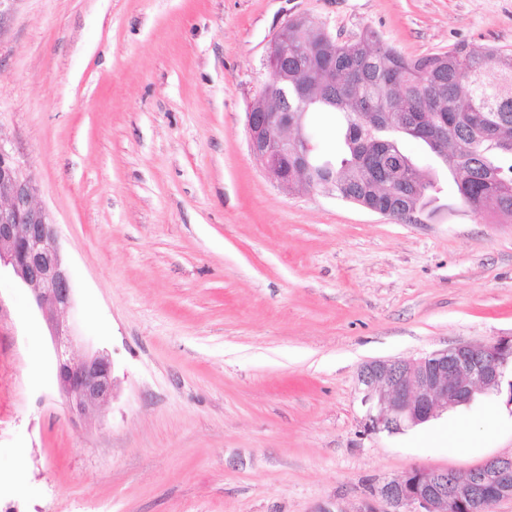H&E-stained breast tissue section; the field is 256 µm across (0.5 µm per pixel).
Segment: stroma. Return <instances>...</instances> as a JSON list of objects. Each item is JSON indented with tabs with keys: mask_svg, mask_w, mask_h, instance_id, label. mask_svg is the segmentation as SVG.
<instances>
[{
	"mask_svg": "<svg viewBox=\"0 0 512 512\" xmlns=\"http://www.w3.org/2000/svg\"><path fill=\"white\" fill-rule=\"evenodd\" d=\"M304 16L417 57L512 51V0H8L0 137L41 185L81 351L116 386L72 420L31 296L0 275V512H358L368 481L512 456L507 394L365 433L359 367L512 335V223L448 170L419 222L283 191L245 114ZM467 429L462 450L439 438Z\"/></svg>",
	"mask_w": 512,
	"mask_h": 512,
	"instance_id": "obj_1",
	"label": "stroma"
}]
</instances>
